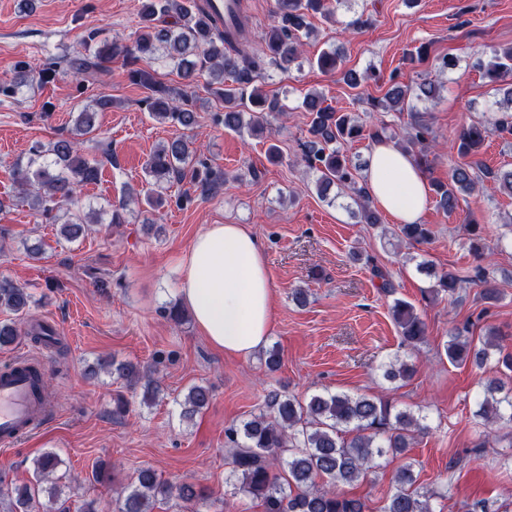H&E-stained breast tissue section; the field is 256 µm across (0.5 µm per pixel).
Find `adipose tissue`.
<instances>
[{"label":"adipose tissue","instance_id":"adipose-tissue-1","mask_svg":"<svg viewBox=\"0 0 512 512\" xmlns=\"http://www.w3.org/2000/svg\"><path fill=\"white\" fill-rule=\"evenodd\" d=\"M366 188L395 222L415 224L428 199L425 171L387 139L374 141ZM180 297L199 330L226 354L264 346L273 318V286L262 244L243 224H211L182 266Z\"/></svg>","mask_w":512,"mask_h":512}]
</instances>
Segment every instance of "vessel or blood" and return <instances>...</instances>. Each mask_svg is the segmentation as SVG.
<instances>
[{
    "instance_id": "obj_1",
    "label": "vessel or blood",
    "mask_w": 512,
    "mask_h": 512,
    "mask_svg": "<svg viewBox=\"0 0 512 512\" xmlns=\"http://www.w3.org/2000/svg\"><path fill=\"white\" fill-rule=\"evenodd\" d=\"M22 358L0 364V446L10 447L22 438L42 430L47 411L38 406L32 380L22 371Z\"/></svg>"
}]
</instances>
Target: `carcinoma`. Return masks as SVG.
Wrapping results in <instances>:
<instances>
[{
    "mask_svg": "<svg viewBox=\"0 0 512 512\" xmlns=\"http://www.w3.org/2000/svg\"><path fill=\"white\" fill-rule=\"evenodd\" d=\"M334 15L328 0H273L272 23L264 31L260 52L249 54L238 48L246 36L244 14H239L231 28L219 27L205 10L202 0H143L139 11V31L131 45L101 38L102 29L85 30L83 51L61 60L50 59L43 64L19 60L12 80L0 83V95L16 96L29 83L45 85L59 72H70L78 83L101 82L107 75L105 63L120 58L128 81L148 91L141 101L150 116L159 123H171L190 131L198 123V113L188 95L202 75L217 80L222 87L216 93L224 102V111L213 121L224 129L241 133H259L269 118L283 114L279 99L265 93L254 80L272 64L288 69L301 56L302 38L311 33L310 17ZM164 50L182 80V89L174 92L160 83L151 68L158 50ZM339 56L323 51L313 65L324 73H334ZM488 82L496 84L512 78V47L496 51L473 63ZM230 82H224V76ZM390 87L383 99L374 104L386 112H409L405 135L396 142L403 151L425 165L424 148L433 143L432 128L425 116L413 111L411 96L436 98L438 88L431 82L418 85L413 93L409 84L389 76ZM509 112H501L489 121H475L463 126L453 143L457 154L474 156L493 133L512 135V87L507 88ZM112 96L101 95L75 116L71 135L45 147H31L26 163L14 167L20 199L48 224L59 225V233L68 242L82 238L89 226L100 222L102 215L109 223H125L127 201L110 203L108 208L83 209L77 187L99 181L102 164L88 160L80 153L81 138L97 130L99 114L112 108ZM303 107L309 112V139L303 143V161L317 174L316 190L321 198H329L334 187L350 193L362 224L381 223L380 212L365 186L359 183L362 164L353 163L342 152L345 143L364 135L373 140L384 137V130L364 132L363 125L350 112L323 105L321 96L309 93ZM145 188L129 193V199L144 197L150 209L162 205L156 195L161 181L189 182L200 188L204 196H213L226 183L224 171L196 157L192 141L185 135L175 136L161 144L145 166ZM492 177L503 193L512 196V169L489 175L469 164L455 166L448 182L431 181L436 206L445 214L459 208L460 197L476 191L486 177ZM399 233L411 243H426L432 237L425 224H402ZM431 284L424 289L427 298H452L465 285L478 281L485 300H496L498 288L482 273L476 277L453 271L437 273L421 263ZM32 295L7 277H0V308L15 315L27 312ZM394 319L403 341L417 346L425 341L426 326L411 304L397 300L392 306ZM19 335L15 322L0 321V347L13 344ZM30 339L46 348L57 344L54 332L40 325L29 334ZM448 362L471 363L479 369L490 368V375L480 381L479 409L476 417L482 425L500 421L512 422V356H496L498 345L487 336L479 340L469 336V327L457 328L443 345ZM99 366L112 370L129 386L143 385L142 403L152 404L159 395L160 384L152 371L134 362L113 364L107 360ZM413 366L399 360L386 365L383 378L390 382L413 376ZM212 399L210 388L194 385L182 403L181 418L190 420L206 409ZM430 431L427 417L399 410L387 399L375 396H351L346 393H314L299 400L285 391H270L262 409L225 435L232 447L231 469L225 478L231 495L252 497L261 502L263 512H366L365 501L346 493L351 486L367 477L386 457L404 458L416 434ZM60 464L53 451H46L34 460V482L7 485L0 480V503L6 512H39L40 498L47 497L54 512H70L68 500L61 498L62 488L56 484L55 473ZM413 463L405 461L397 468L393 490L383 512H436L435 502L444 497L437 490L419 491L414 487ZM175 499L183 503H206L210 496L205 489L190 481L170 484L161 480L155 470L138 471L135 480L115 499V512H153L158 499Z\"/></svg>",
    "mask_w": 512,
    "mask_h": 512,
    "instance_id": "cac0c4a2",
    "label": "carcinoma"
}]
</instances>
